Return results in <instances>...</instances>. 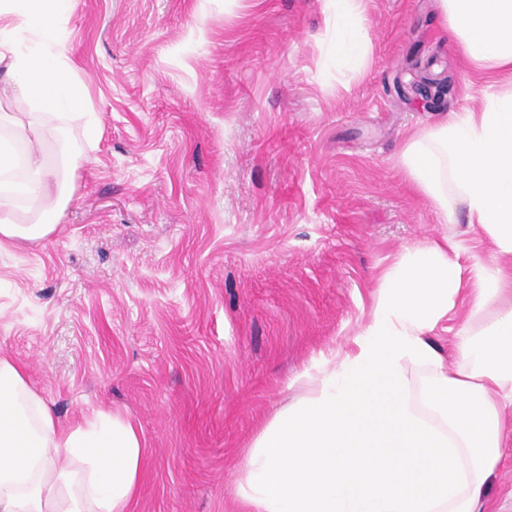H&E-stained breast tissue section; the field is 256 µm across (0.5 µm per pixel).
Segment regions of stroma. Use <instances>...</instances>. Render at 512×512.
<instances>
[{"label": "stroma", "mask_w": 512, "mask_h": 512, "mask_svg": "<svg viewBox=\"0 0 512 512\" xmlns=\"http://www.w3.org/2000/svg\"><path fill=\"white\" fill-rule=\"evenodd\" d=\"M368 62L323 0H75L61 27L96 112L57 234L0 250V352L72 424L130 417L132 512H241L235 467L306 367L346 350L398 252L443 224L398 165L478 104L435 0H366ZM445 79L423 108L418 75Z\"/></svg>", "instance_id": "stroma-1"}]
</instances>
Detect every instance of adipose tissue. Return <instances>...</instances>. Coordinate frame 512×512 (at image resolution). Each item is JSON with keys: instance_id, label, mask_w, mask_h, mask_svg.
I'll return each instance as SVG.
<instances>
[{"instance_id": "adipose-tissue-1", "label": "adipose tissue", "mask_w": 512, "mask_h": 512, "mask_svg": "<svg viewBox=\"0 0 512 512\" xmlns=\"http://www.w3.org/2000/svg\"><path fill=\"white\" fill-rule=\"evenodd\" d=\"M73 0H0V246L57 233L70 175L87 161L67 139L94 109L58 36ZM453 48L498 85L477 108L412 131L399 163L441 223L464 214L490 259L442 237L399 253L350 351L295 379L237 464L246 512H492L487 482L512 446V0H436ZM331 52L360 68L364 0H325ZM469 314L455 364L430 334L459 297ZM145 449L135 424L103 411L63 425L25 366L0 355V512H129Z\"/></svg>"}]
</instances>
